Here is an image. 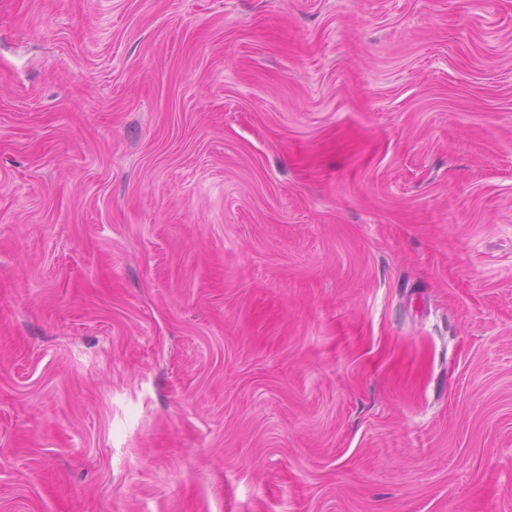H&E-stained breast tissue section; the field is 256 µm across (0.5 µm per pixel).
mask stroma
<instances>
[{
    "label": "stroma",
    "instance_id": "1",
    "mask_svg": "<svg viewBox=\"0 0 512 512\" xmlns=\"http://www.w3.org/2000/svg\"><path fill=\"white\" fill-rule=\"evenodd\" d=\"M0 512H512V0H0Z\"/></svg>",
    "mask_w": 512,
    "mask_h": 512
}]
</instances>
